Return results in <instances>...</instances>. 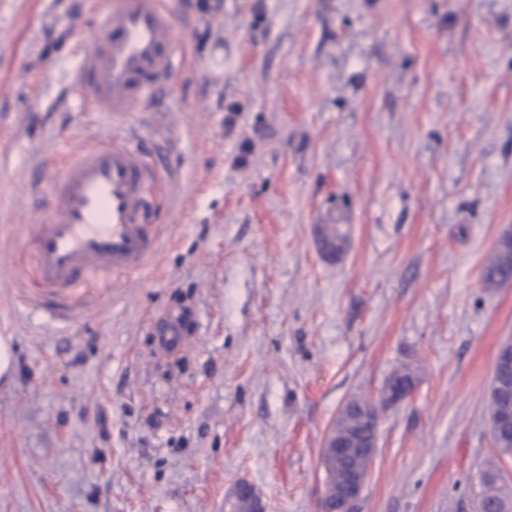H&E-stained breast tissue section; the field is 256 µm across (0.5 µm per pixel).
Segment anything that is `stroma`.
<instances>
[{"mask_svg": "<svg viewBox=\"0 0 512 512\" xmlns=\"http://www.w3.org/2000/svg\"><path fill=\"white\" fill-rule=\"evenodd\" d=\"M185 64L133 112L166 173L157 249L71 297L22 261L75 111V39L104 0H0V512H318L353 396L383 408L359 512H474L512 457L489 427L512 283V0H165ZM344 224L338 259L320 225ZM183 344L166 352L170 322ZM484 281L489 286H499L512 281V243L499 245V248L485 267ZM416 382V373L411 366L403 364L399 368L394 369L386 378L381 399H383L387 391L392 390V388H397L404 383L413 385H403L394 391H390L384 399V405L391 406L408 399L415 390ZM225 512H262L260 499L255 489L246 482H241L232 499L225 502Z\"/></svg>", "mask_w": 512, "mask_h": 512, "instance_id": "1", "label": "stroma"}]
</instances>
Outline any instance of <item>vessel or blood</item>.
<instances>
[{"label":"vessel or blood","instance_id":"vessel-or-blood-1","mask_svg":"<svg viewBox=\"0 0 512 512\" xmlns=\"http://www.w3.org/2000/svg\"><path fill=\"white\" fill-rule=\"evenodd\" d=\"M178 49L164 0H113L82 40L71 92L76 108L115 118L152 111L180 64ZM61 152L52 211L34 227L29 268L43 287L77 296L144 267L156 247L149 189L164 177L133 135L66 142Z\"/></svg>","mask_w":512,"mask_h":512}]
</instances>
